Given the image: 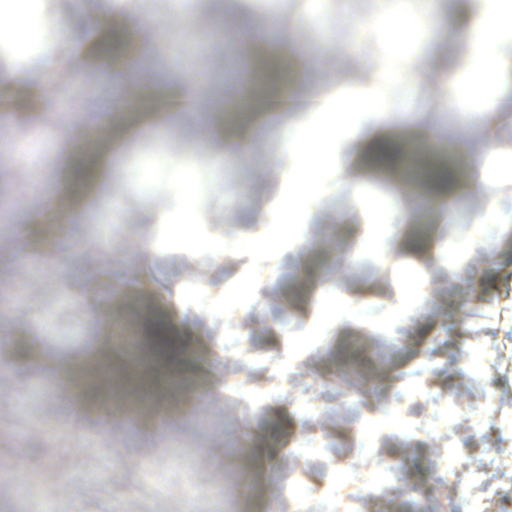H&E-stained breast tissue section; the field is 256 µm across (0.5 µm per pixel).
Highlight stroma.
Instances as JSON below:
<instances>
[{"mask_svg":"<svg viewBox=\"0 0 512 512\" xmlns=\"http://www.w3.org/2000/svg\"><path fill=\"white\" fill-rule=\"evenodd\" d=\"M385 0H36L25 48L0 40V512H307L365 494L366 512H505L512 502V118L484 150L493 99L512 74L450 27L460 0H419L408 45L389 39ZM275 25L249 61L231 64L222 19ZM128 32L145 103L83 127L127 77L103 64L104 22ZM274 53L290 59L293 93L383 88L404 152L450 172V208L423 207L436 181L414 184L372 158L331 181L307 217L305 264L288 250L265 264L254 305L219 318L184 304L200 281L219 297L246 269L224 253L196 259L151 242L162 191L131 177L147 150L194 161L202 210L223 238L256 235L252 218L285 191L283 147L304 117L276 111H155L159 89L246 83L252 96ZM51 57L55 68L39 64ZM468 93L464 112L438 98ZM244 136L245 155L199 125ZM461 141L447 152L448 137ZM95 167L72 185L73 158ZM501 182L503 223L473 241L481 199L474 161ZM69 210L59 233L47 202ZM55 245L45 253V242ZM442 260L428 265L425 247ZM494 263H487V256ZM126 340L112 336L113 320ZM165 329L167 352L150 337ZM399 465L391 475V465ZM35 472L43 491L20 489Z\"/></svg>","mask_w":512,"mask_h":512,"instance_id":"1","label":"stroma"}]
</instances>
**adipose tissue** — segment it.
Here are the masks:
<instances>
[{"instance_id": "ef3b65f1", "label": "adipose tissue", "mask_w": 512, "mask_h": 512, "mask_svg": "<svg viewBox=\"0 0 512 512\" xmlns=\"http://www.w3.org/2000/svg\"><path fill=\"white\" fill-rule=\"evenodd\" d=\"M463 3V10L455 20L457 29L462 31L473 23H481L485 35L483 56L492 71H512V57L498 52L499 34L512 26V11L491 5L490 0H463ZM299 110L304 113L305 122L302 134L288 144V153L293 156L295 164L284 176L287 190L277 201L273 213L258 217L262 224L277 219L284 230L300 223L304 200L314 192L324 168L336 165V133L349 125L353 113L367 115V124L355 127L353 134L361 151L368 156H377L394 140L390 126L391 108L376 102L374 96L368 94L315 97L304 100Z\"/></svg>"}]
</instances>
